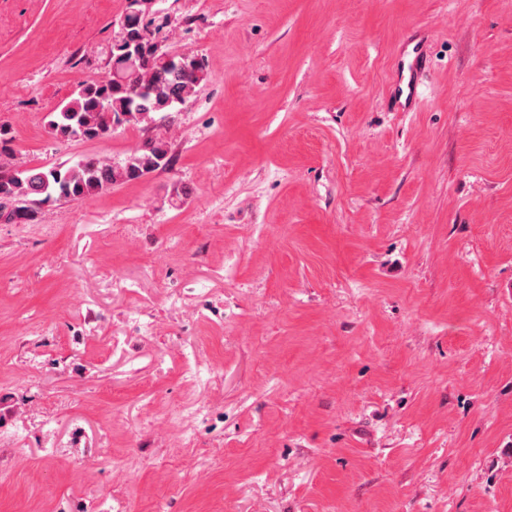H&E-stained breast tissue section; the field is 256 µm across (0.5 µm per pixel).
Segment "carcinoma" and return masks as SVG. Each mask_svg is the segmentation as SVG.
Instances as JSON below:
<instances>
[{
    "mask_svg": "<svg viewBox=\"0 0 512 512\" xmlns=\"http://www.w3.org/2000/svg\"><path fill=\"white\" fill-rule=\"evenodd\" d=\"M151 0H129L122 33L110 46L112 73L79 86L75 96L51 113L49 133L58 141L95 140L119 125L153 121L194 95L203 79L201 63L176 57L154 40L143 17ZM7 130L0 124V222L32 223L43 206L82 200L107 187L138 180L170 164L166 142L155 140L119 166L89 157L62 169L17 168L9 162Z\"/></svg>",
    "mask_w": 512,
    "mask_h": 512,
    "instance_id": "1",
    "label": "carcinoma"
}]
</instances>
